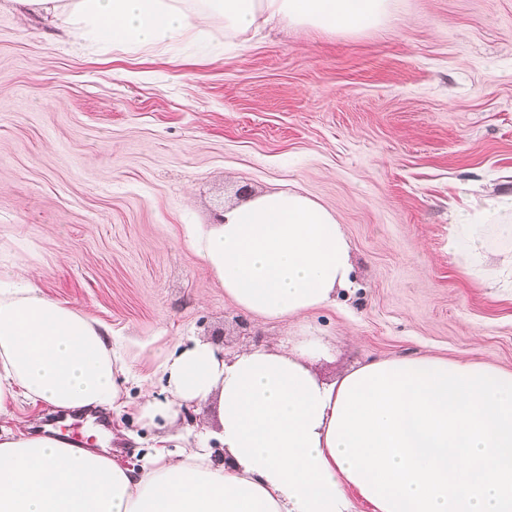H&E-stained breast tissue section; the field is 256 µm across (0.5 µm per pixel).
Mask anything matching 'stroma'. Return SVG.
I'll list each match as a JSON object with an SVG mask.
<instances>
[{
	"mask_svg": "<svg viewBox=\"0 0 512 512\" xmlns=\"http://www.w3.org/2000/svg\"><path fill=\"white\" fill-rule=\"evenodd\" d=\"M386 25L328 34L213 22L156 54L101 50L0 0V277L106 327L129 405L75 420L140 467L136 407L197 336L225 353L322 338L315 373L434 355L512 371V288L449 247L471 182L512 194V0H393ZM252 193L332 211L356 288L258 322L186 243Z\"/></svg>",
	"mask_w": 512,
	"mask_h": 512,
	"instance_id": "35a3bbf8",
	"label": "stroma"
}]
</instances>
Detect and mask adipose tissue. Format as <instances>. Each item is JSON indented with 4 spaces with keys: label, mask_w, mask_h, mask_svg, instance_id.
I'll return each mask as SVG.
<instances>
[{
    "label": "adipose tissue",
    "mask_w": 512,
    "mask_h": 512,
    "mask_svg": "<svg viewBox=\"0 0 512 512\" xmlns=\"http://www.w3.org/2000/svg\"><path fill=\"white\" fill-rule=\"evenodd\" d=\"M62 20L76 39L122 51H162L223 22L244 34L273 19L361 30L389 19L390 0H13ZM512 233V195L477 191L456 233L472 264L512 284V247L487 252L486 225ZM189 245L225 294L259 320L296 318L354 287L349 242L335 216L295 192L255 194L188 231ZM317 340L224 354L199 339L162 364L164 399L138 412L160 424L140 468L32 432L19 402L56 411H119L127 372L107 331L31 286L0 284V512H350L351 485L327 433L340 381L319 380ZM215 404L208 443L183 439L179 410ZM182 439L178 454L165 442Z\"/></svg>",
    "instance_id": "1"
}]
</instances>
